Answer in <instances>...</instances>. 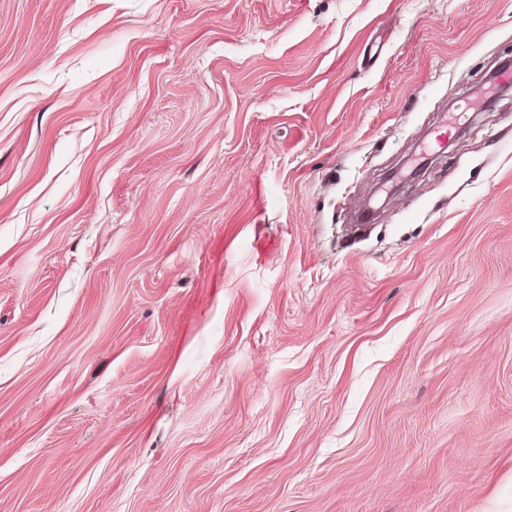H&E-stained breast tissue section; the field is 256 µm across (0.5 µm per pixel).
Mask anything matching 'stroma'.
<instances>
[{"label":"stroma","mask_w":512,"mask_h":512,"mask_svg":"<svg viewBox=\"0 0 512 512\" xmlns=\"http://www.w3.org/2000/svg\"><path fill=\"white\" fill-rule=\"evenodd\" d=\"M507 59L512 0H0V512H512Z\"/></svg>","instance_id":"stroma-1"}]
</instances>
